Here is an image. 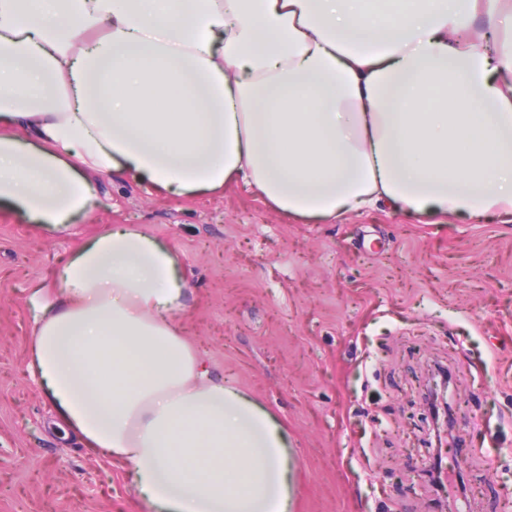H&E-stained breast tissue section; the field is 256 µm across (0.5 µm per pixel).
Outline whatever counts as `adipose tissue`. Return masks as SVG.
<instances>
[{
    "mask_svg": "<svg viewBox=\"0 0 512 512\" xmlns=\"http://www.w3.org/2000/svg\"><path fill=\"white\" fill-rule=\"evenodd\" d=\"M116 169L304 218L510 216L512 0H0V205L66 233ZM185 289L156 236L97 235L33 295L32 366L150 512H292L288 436L199 365Z\"/></svg>",
    "mask_w": 512,
    "mask_h": 512,
    "instance_id": "obj_1",
    "label": "adipose tissue"
}]
</instances>
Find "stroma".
Segmentation results:
<instances>
[{"instance_id": "obj_1", "label": "stroma", "mask_w": 512, "mask_h": 512, "mask_svg": "<svg viewBox=\"0 0 512 512\" xmlns=\"http://www.w3.org/2000/svg\"><path fill=\"white\" fill-rule=\"evenodd\" d=\"M98 188L64 235L0 207V512H150L121 465L57 429L32 368L33 291L115 224L173 248L198 361L285 426L293 512H512V220L313 221L240 182L189 198L122 171ZM435 370L444 442L422 401Z\"/></svg>"}]
</instances>
